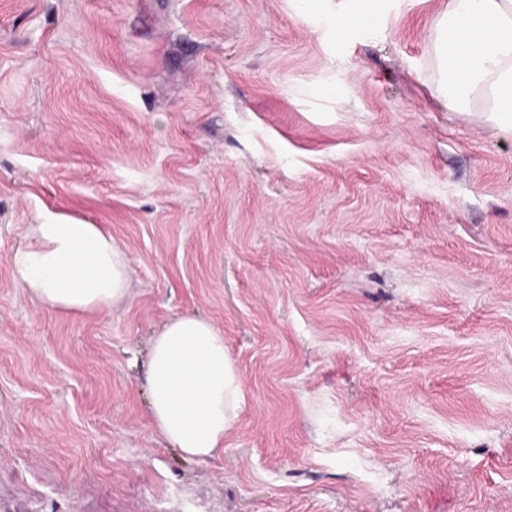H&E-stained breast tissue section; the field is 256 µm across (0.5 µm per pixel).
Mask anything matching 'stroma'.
I'll list each match as a JSON object with an SVG mask.
<instances>
[{
  "mask_svg": "<svg viewBox=\"0 0 512 512\" xmlns=\"http://www.w3.org/2000/svg\"><path fill=\"white\" fill-rule=\"evenodd\" d=\"M448 0H0V512H512V139L426 81ZM100 224L126 302L44 307L27 228ZM198 314L244 402L148 419ZM146 386L150 424L169 446L201 462L223 449L243 384L212 321L184 315L166 323L151 339Z\"/></svg>",
  "mask_w": 512,
  "mask_h": 512,
  "instance_id": "1",
  "label": "stroma"
}]
</instances>
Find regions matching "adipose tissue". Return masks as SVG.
<instances>
[{"mask_svg":"<svg viewBox=\"0 0 512 512\" xmlns=\"http://www.w3.org/2000/svg\"><path fill=\"white\" fill-rule=\"evenodd\" d=\"M435 56L433 97L511 138L512 0H448ZM28 235L15 264L41 304L85 312L126 300L129 259L102 225L65 219L29 225ZM146 386L150 424L169 446L201 462L223 449L243 384L212 321L184 315L166 323L151 339Z\"/></svg>","mask_w":512,"mask_h":512,"instance_id":"ef3b65f1","label":"adipose tissue"}]
</instances>
